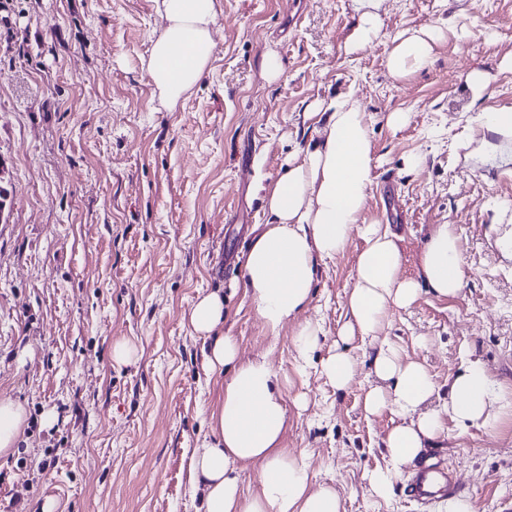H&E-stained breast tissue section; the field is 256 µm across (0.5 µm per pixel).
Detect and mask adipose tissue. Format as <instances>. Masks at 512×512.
<instances>
[{
    "mask_svg": "<svg viewBox=\"0 0 512 512\" xmlns=\"http://www.w3.org/2000/svg\"><path fill=\"white\" fill-rule=\"evenodd\" d=\"M158 13L165 25L152 42L145 70L172 106L196 87L213 53L216 0H158ZM441 35L440 28L430 27L394 36L387 58L390 75L397 78L428 65L432 44ZM328 109L315 129L312 150L264 187L271 221L255 238L244 267L245 294L266 328L275 332L297 322L294 344L302 366L310 363L321 333L318 324L300 318L312 301L316 265L343 252L351 235H359L364 247L347 295L343 337H375L389 310L410 306L422 289L453 298L465 282L460 239L448 224L435 225L428 235L418 278L402 276V254L393 236L362 221L371 185L365 114L350 96L330 101ZM205 359L210 373L223 375L224 385L211 415L213 440L191 459L190 478L203 492L202 512H342L336 489L312 482L305 456L288 455L281 447L287 410L269 360L242 359L229 336L215 337ZM373 373L377 383L366 393V412L389 409L398 419L384 440V467L366 476L370 493L382 499L441 435L445 419L464 429H492L512 414V395L477 360L464 363L444 402L437 399L428 367L403 359L389 341H381ZM248 464L260 469L259 486L250 493L242 489Z\"/></svg>",
    "mask_w": 512,
    "mask_h": 512,
    "instance_id": "1",
    "label": "adipose tissue"
}]
</instances>
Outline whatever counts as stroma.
<instances>
[{
    "instance_id": "obj_1",
    "label": "stroma",
    "mask_w": 512,
    "mask_h": 512,
    "mask_svg": "<svg viewBox=\"0 0 512 512\" xmlns=\"http://www.w3.org/2000/svg\"><path fill=\"white\" fill-rule=\"evenodd\" d=\"M380 13L378 37L352 52L353 0H217L210 62L169 109L144 69L157 0H0V398L28 416L0 457V512H199L190 460L223 387L188 315L210 293L224 299L219 335L242 358L268 356L283 382V448L306 455L342 512H445L409 501L399 481L389 499L368 492L397 419L364 411L375 343L341 338L361 238L317 266L305 317L321 336L307 368L295 324L270 333L244 290L269 221L258 184L311 144L308 108L353 95L372 158L362 218L394 235L403 276L416 277L434 225H453L462 245L461 294L422 292L382 335L428 365L440 395L468 359L512 394V255L500 248L512 137L486 148L480 128L512 107V0H383ZM439 24L431 63L392 78L393 36ZM269 52L283 66L274 80ZM474 70L488 76L479 96ZM394 112L407 124L391 127ZM124 342L135 361L113 360ZM339 350L356 365L342 390L320 368ZM430 449L456 467L473 512H512V415L493 429L445 421Z\"/></svg>"
}]
</instances>
